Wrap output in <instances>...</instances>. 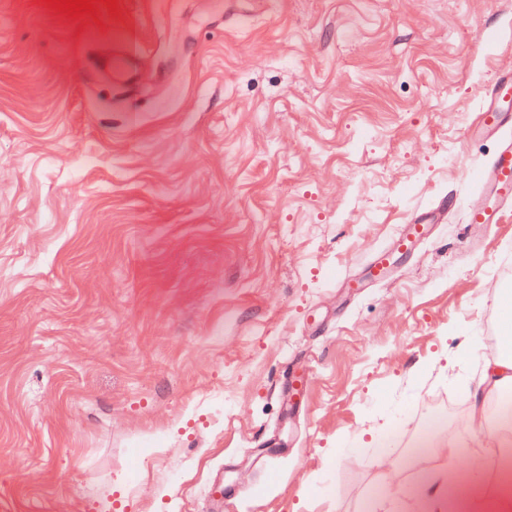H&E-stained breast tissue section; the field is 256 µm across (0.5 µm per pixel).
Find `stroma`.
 <instances>
[{
    "instance_id": "35a3bbf8",
    "label": "stroma",
    "mask_w": 512,
    "mask_h": 512,
    "mask_svg": "<svg viewBox=\"0 0 512 512\" xmlns=\"http://www.w3.org/2000/svg\"><path fill=\"white\" fill-rule=\"evenodd\" d=\"M119 31L129 98L94 67ZM508 68L512 0H0V512H416L425 476L512 458L489 408L472 455L374 461L457 388L462 433L502 348L512 206L466 213ZM512 100V72L501 73L491 92L486 108L481 112L477 125L478 131H490L512 125V110L508 108Z\"/></svg>"
}]
</instances>
